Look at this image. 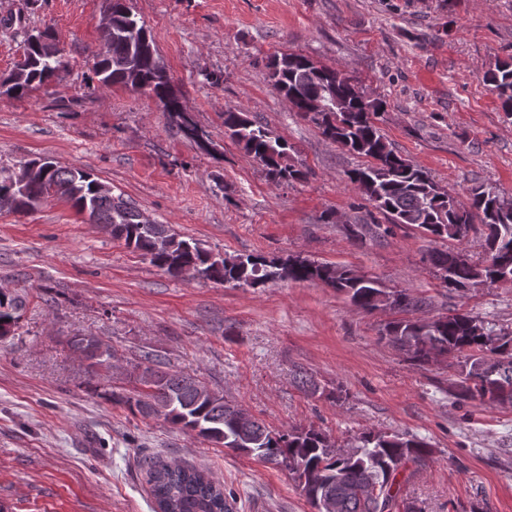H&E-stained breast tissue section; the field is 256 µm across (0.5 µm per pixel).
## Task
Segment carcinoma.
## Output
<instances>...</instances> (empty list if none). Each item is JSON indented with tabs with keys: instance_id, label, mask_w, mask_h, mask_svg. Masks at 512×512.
Listing matches in <instances>:
<instances>
[{
	"instance_id": "obj_1",
	"label": "carcinoma",
	"mask_w": 512,
	"mask_h": 512,
	"mask_svg": "<svg viewBox=\"0 0 512 512\" xmlns=\"http://www.w3.org/2000/svg\"><path fill=\"white\" fill-rule=\"evenodd\" d=\"M106 2L105 44L93 62L100 84L151 92L183 136L209 149L206 134L192 114L184 111L150 32L126 0ZM65 68L62 51L48 31L28 34L23 61L3 79L0 92L21 98L37 86L60 80ZM268 78L290 108L315 123L326 139L367 159V164L350 172L349 181L389 223L414 225L434 239L460 241L474 220L480 221L486 258L477 262L456 252L461 261L453 289L463 291L487 281L492 286L512 285V208L493 207L497 187L475 186L465 202L440 190L426 170L392 147L377 125L385 102L363 95L358 82L347 74L302 54L283 52L270 61ZM482 81L500 100L502 111L512 115V60L500 61L485 71ZM224 132L261 162L271 183L288 184L306 177V171L288 163V142L244 110L224 112ZM98 184L92 173L52 161L22 186L16 175L0 178V198L10 196L11 211L28 213L54 192L81 213L90 209L93 223L111 227L112 239L175 279L184 269L192 268L201 280L232 288H256L276 280L320 281L349 294L354 305L366 312L388 307L409 314L426 305L423 298L405 290L390 292L377 280L338 265L302 257L214 254L166 225L148 221L137 205L122 195L98 192ZM23 305L20 295L0 291V339L12 335ZM475 321L466 311L429 321L402 319L387 324L383 335L419 361L464 356L467 371L455 380L461 395L490 404L512 403V336L501 337L497 347L500 360L484 369L487 347ZM69 345L86 352L90 369L107 367L106 359L88 352L91 347H109L99 337L73 336ZM142 364L141 380L149 391L114 397L131 413L162 416L185 433L284 466L310 504L318 496L333 499L336 512H421L415 503L399 498L398 476L409 464L417 468L426 465L431 448L424 440L408 433L368 431L357 437L353 452L338 455L331 437L321 430L296 427L273 432L198 378L161 370L149 353L143 355ZM144 470L154 512H230L224 484L203 471L160 457L145 460Z\"/></svg>"
}]
</instances>
